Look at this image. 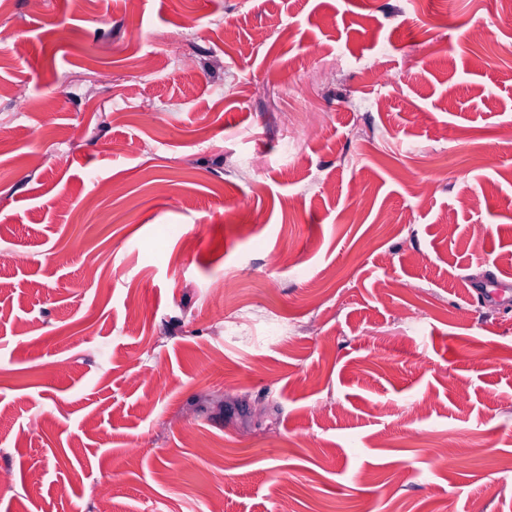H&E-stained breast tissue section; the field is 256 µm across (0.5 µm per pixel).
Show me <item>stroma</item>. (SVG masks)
I'll return each instance as SVG.
<instances>
[{"label":"stroma","mask_w":512,"mask_h":512,"mask_svg":"<svg viewBox=\"0 0 512 512\" xmlns=\"http://www.w3.org/2000/svg\"><path fill=\"white\" fill-rule=\"evenodd\" d=\"M0 29V512H512V0Z\"/></svg>","instance_id":"1"}]
</instances>
